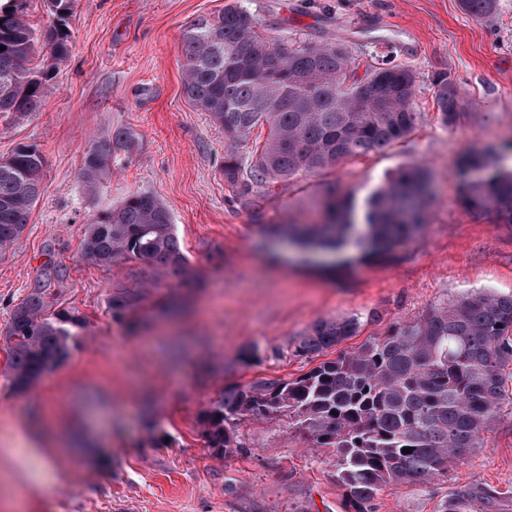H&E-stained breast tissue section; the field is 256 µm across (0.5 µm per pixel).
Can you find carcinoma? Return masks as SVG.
<instances>
[{
	"instance_id": "cac0c4a2",
	"label": "carcinoma",
	"mask_w": 512,
	"mask_h": 512,
	"mask_svg": "<svg viewBox=\"0 0 512 512\" xmlns=\"http://www.w3.org/2000/svg\"><path fill=\"white\" fill-rule=\"evenodd\" d=\"M49 19L38 32L24 0L0 4V117L20 121L41 108L53 64L69 55L68 19L76 0H47ZM486 18L497 0H461ZM183 86L191 105L224 129L232 143L267 126L261 148L244 158L224 155V179L243 188L286 182L335 168L342 160L392 147L416 128V72L408 65L368 62L364 73L342 42L302 39L284 46L258 31L255 15L231 4L201 17L182 34ZM51 64L33 70V57ZM434 96L443 125L462 111L453 79L438 75ZM131 130L94 139L84 151L80 178L96 191L121 149L131 154ZM46 158L35 144H19L0 159V251L22 235L40 194ZM465 206L496 224H512V143L473 147L457 173ZM429 170L413 163L387 174L368 195L328 189L320 224L274 225L295 244L338 258L344 266L391 254L427 225ZM83 255L101 265L135 261L143 273L185 282L188 260L167 208L152 194H129L115 210L93 215ZM51 271L34 281L6 331L8 367L16 390H27L68 355L75 312L49 311ZM354 318L319 319L300 336L297 352L320 354L356 335ZM512 383V295L466 292L426 308L352 352L323 361L288 380L258 379L232 386L201 415V435L215 454L242 450L237 426L245 419L288 420L319 448L332 449L336 482L351 512H371L378 492L425 483L477 447ZM412 448L408 454L404 448ZM469 494L446 499L440 512H466Z\"/></svg>"
}]
</instances>
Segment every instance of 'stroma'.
Masks as SVG:
<instances>
[{
  "mask_svg": "<svg viewBox=\"0 0 512 512\" xmlns=\"http://www.w3.org/2000/svg\"><path fill=\"white\" fill-rule=\"evenodd\" d=\"M262 34L340 41L360 61L389 48L416 72V129L392 148L333 170L252 190L227 184L223 130L184 93L183 30L232 2ZM72 50L39 112L0 117V157L35 144L41 194L20 239L0 254V512H344L328 449L275 420H247L242 452L220 458L198 417L224 387L295 378L317 363L296 345L316 320L354 317L352 350L461 293L512 294V225L469 212L454 172L471 145L512 142V0L475 17L460 0H78ZM456 84L463 113L443 126L433 79ZM137 133L99 192L85 194L90 138ZM419 162L434 189L425 232L386 262L328 272L267 239L289 219L322 223L329 184L365 195L387 171ZM142 191L169 210L191 281L145 283L140 265L83 256L88 222ZM56 308L75 311L69 356L26 391L9 380L6 330L43 270ZM138 296L124 320L111 300ZM459 490L469 512H512V397L480 448L427 483L379 492L374 512H438Z\"/></svg>",
  "mask_w": 512,
  "mask_h": 512,
  "instance_id": "obj_1",
  "label": "stroma"
}]
</instances>
